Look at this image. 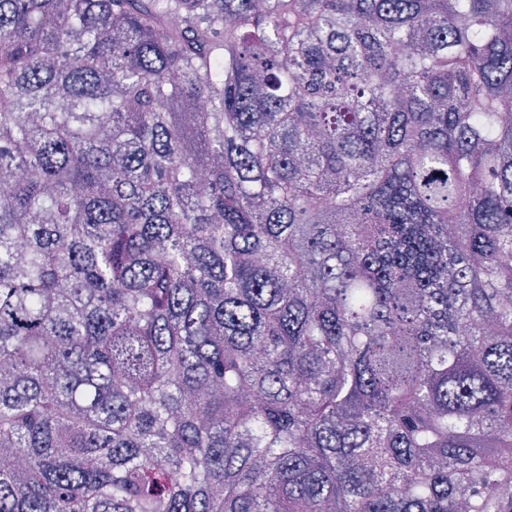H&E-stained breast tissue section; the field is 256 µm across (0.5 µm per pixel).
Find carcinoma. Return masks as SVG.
Instances as JSON below:
<instances>
[{"instance_id":"1","label":"carcinoma","mask_w":512,"mask_h":512,"mask_svg":"<svg viewBox=\"0 0 512 512\" xmlns=\"http://www.w3.org/2000/svg\"><path fill=\"white\" fill-rule=\"evenodd\" d=\"M0 512H512V0H0Z\"/></svg>"}]
</instances>
